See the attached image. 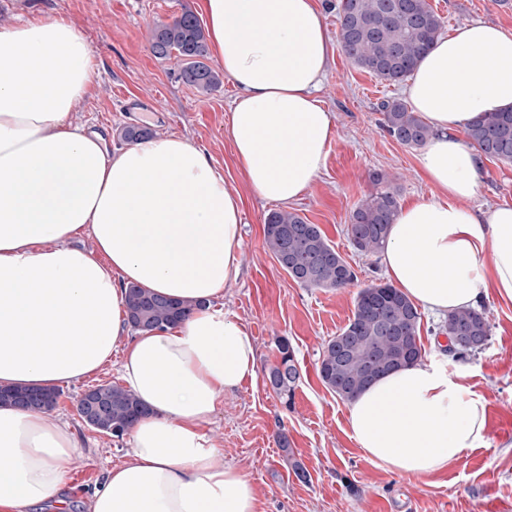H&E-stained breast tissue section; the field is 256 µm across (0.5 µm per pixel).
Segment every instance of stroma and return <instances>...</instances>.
<instances>
[{
  "instance_id": "obj_1",
  "label": "stroma",
  "mask_w": 512,
  "mask_h": 512,
  "mask_svg": "<svg viewBox=\"0 0 512 512\" xmlns=\"http://www.w3.org/2000/svg\"><path fill=\"white\" fill-rule=\"evenodd\" d=\"M443 21V33L483 21L512 33V0H428ZM200 0H0V25L44 16L65 17L87 40L96 65L97 90L74 115L79 124L106 132L120 145L126 126L150 128L156 135L188 138L224 172L228 189L243 200L242 273L218 305L246 325L259 353L260 367L277 356V337L295 349L300 378L294 404L285 407L263 376L246 378L226 394L202 430L225 464L238 467L257 490L256 512H512V302L490 294L481 307L491 325L480 353L456 358L439 328L443 318L423 313L418 343L422 358L442 363L453 380L487 401L485 442L463 453L448 469L423 477L402 476L377 466L355 442L345 401L320 380L319 357L354 312L357 293L383 281L375 256L351 247L346 227L355 205L370 193L371 172L393 181L398 202L433 199L437 190L419 169V149L404 146L381 127V100L401 98L404 85H390L365 73L335 52L318 96L333 112L335 130L325 165L312 189L293 208L319 225L356 273L341 289L305 288L279 266L264 243V222L273 203L258 198L239 171L226 129L236 95L231 80L203 96L177 78L175 59L155 58L150 50L157 24L172 21L183 8L198 10ZM512 204V163L483 158L475 195L468 207L489 210ZM116 365H106L85 383L65 384L51 413L79 441L66 480L71 512L84 502L104 469L123 462L130 437L113 438L81 421L77 402L86 386L119 383ZM287 432L289 449L277 444ZM309 474L300 482L293 463Z\"/></svg>"
}]
</instances>
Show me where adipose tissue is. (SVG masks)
Returning <instances> with one entry per match:
<instances>
[{
    "label": "adipose tissue",
    "instance_id": "1",
    "mask_svg": "<svg viewBox=\"0 0 512 512\" xmlns=\"http://www.w3.org/2000/svg\"><path fill=\"white\" fill-rule=\"evenodd\" d=\"M203 12L236 88V164L260 199L294 202L333 137L317 91L334 47L316 0H203ZM94 84L91 49L65 19L0 26V385L78 383L117 363L145 413L86 512H256L252 482L201 430L257 371L250 332L216 303L241 275L242 199L187 139L116 148L74 123ZM406 94L433 131L419 164L439 196L400 209L381 255L387 279L439 315L477 306L492 289L512 301V205H462L481 165L469 125L512 108V34L481 21L455 28ZM84 236L93 249L77 246ZM129 283L194 309L179 324L131 333ZM48 416L0 406V512H69L62 488L78 442ZM348 423L381 467L423 476L483 440L486 400L420 360L349 402Z\"/></svg>",
    "mask_w": 512,
    "mask_h": 512
}]
</instances>
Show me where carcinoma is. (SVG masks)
Returning <instances> with one entry per match:
<instances>
[{"label":"carcinoma","mask_w":512,"mask_h":512,"mask_svg":"<svg viewBox=\"0 0 512 512\" xmlns=\"http://www.w3.org/2000/svg\"><path fill=\"white\" fill-rule=\"evenodd\" d=\"M338 43L346 58L358 69L390 85L400 84L441 35L442 19L427 0H339ZM151 51L158 59H178V74L184 84L207 95L221 84L220 74L205 62L208 43L198 17L190 10L170 23L155 26ZM383 130L397 142L423 146L432 135L430 126L406 101L389 98L378 104ZM472 145L489 158L512 162V109L494 112L473 122L467 130ZM375 191L353 209L347 237L353 249L364 256L381 253L390 225L399 211L397 187L381 173L370 174ZM264 241L280 266L304 288L340 289L354 282L356 274L331 245L317 224L296 212H270L264 224ZM129 323L139 331L177 324L188 317L191 304L166 300L137 285L126 287ZM421 314L415 304L393 285L374 283L356 297L352 319L328 340L320 355L319 377L339 399L351 401L381 376L421 359L418 332ZM442 332L448 336V351L455 356L483 350L490 336V323L481 309L463 308L448 315ZM279 360L266 380L286 406H291L299 372L295 351L287 338L277 340ZM109 405L108 415L96 431L121 438L141 409L136 396L117 384L99 385ZM33 396L45 410H52L60 395L55 387L0 388V404Z\"/></svg>","instance_id":"carcinoma-1"}]
</instances>
